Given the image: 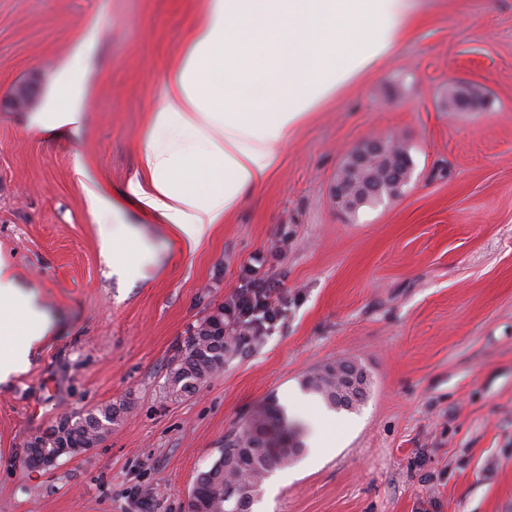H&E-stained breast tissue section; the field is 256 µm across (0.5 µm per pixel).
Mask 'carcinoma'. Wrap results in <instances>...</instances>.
<instances>
[{
    "instance_id": "carcinoma-1",
    "label": "carcinoma",
    "mask_w": 512,
    "mask_h": 512,
    "mask_svg": "<svg viewBox=\"0 0 512 512\" xmlns=\"http://www.w3.org/2000/svg\"><path fill=\"white\" fill-rule=\"evenodd\" d=\"M478 105L484 102L482 91L468 83L458 82L448 87V110L456 111L460 98ZM411 160L406 147L388 139L378 152L376 162L353 168L343 163L339 175L350 192L370 184L375 192L354 201L355 209L377 204L397 195V186L391 174L400 168V162ZM231 342L224 339L215 343L205 324L196 328L195 340L173 357L167 372V395L178 398L192 394L199 385L224 367ZM357 363L340 358L309 371L301 380L302 388L317 396L331 411H353L367 398L368 379L361 374L359 388L343 393L346 371ZM124 413V407L107 404L78 414L73 421L70 438L77 445L94 444L112 432ZM305 446L288 421L277 399L268 397L255 407L241 426L224 436L219 459L197 477L196 487L204 499L207 512H251L261 488V482L272 471L295 462Z\"/></svg>"
}]
</instances>
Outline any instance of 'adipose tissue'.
I'll return each instance as SVG.
<instances>
[{"label":"adipose tissue","instance_id":"1","mask_svg":"<svg viewBox=\"0 0 512 512\" xmlns=\"http://www.w3.org/2000/svg\"><path fill=\"white\" fill-rule=\"evenodd\" d=\"M415 0H205L183 52L164 72L142 145L143 178L121 198L78 169L101 216L112 265L141 274L145 246L111 225L125 204L196 245L280 167V147L311 112L374 68L418 19ZM85 84L60 72L39 128L78 130ZM51 332L34 296L0 268V382Z\"/></svg>","mask_w":512,"mask_h":512}]
</instances>
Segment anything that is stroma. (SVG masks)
<instances>
[{
	"instance_id": "obj_1",
	"label": "stroma",
	"mask_w": 512,
	"mask_h": 512,
	"mask_svg": "<svg viewBox=\"0 0 512 512\" xmlns=\"http://www.w3.org/2000/svg\"><path fill=\"white\" fill-rule=\"evenodd\" d=\"M199 12L200 0H0V260L53 321L0 383V512H187L197 475L268 396L310 440L323 404L300 381L343 357L366 370L368 398L343 427L323 425L318 458L288 466L272 512H512V0H421L410 37L313 112L280 171L197 246L126 208L149 249L130 287L76 169L116 193L139 174L149 109ZM81 51L83 125L40 130ZM27 79L37 96L14 110ZM455 81L484 88L489 109L444 108ZM370 139L405 144L412 180L350 215L331 186ZM248 268L285 295L286 318L167 399L171 357ZM108 403L128 417L105 441L29 465L31 436Z\"/></svg>"
}]
</instances>
